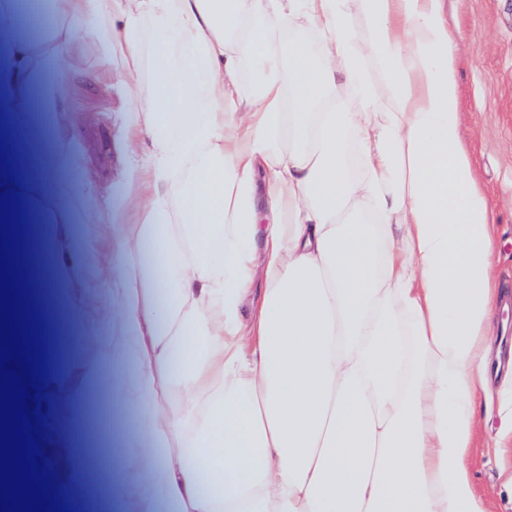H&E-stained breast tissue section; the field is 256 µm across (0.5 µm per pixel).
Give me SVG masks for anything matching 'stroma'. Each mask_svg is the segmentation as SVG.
Returning a JSON list of instances; mask_svg holds the SVG:
<instances>
[{
	"label": "stroma",
	"instance_id": "1",
	"mask_svg": "<svg viewBox=\"0 0 512 512\" xmlns=\"http://www.w3.org/2000/svg\"><path fill=\"white\" fill-rule=\"evenodd\" d=\"M448 23L458 35L462 137L494 208L497 288L495 340L512 357V0H445ZM129 80L120 58L104 68L101 50L83 39L79 62L66 68L64 102L71 110L73 140L84 150L77 178L90 194L88 210L139 187L142 156L123 148L124 114L131 109ZM506 397L500 378L480 396V427L472 455L477 491L493 512H512V442H500L499 411Z\"/></svg>",
	"mask_w": 512,
	"mask_h": 512
}]
</instances>
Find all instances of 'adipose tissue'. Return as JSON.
Returning a JSON list of instances; mask_svg holds the SVG:
<instances>
[{"label": "adipose tissue", "instance_id": "1", "mask_svg": "<svg viewBox=\"0 0 512 512\" xmlns=\"http://www.w3.org/2000/svg\"><path fill=\"white\" fill-rule=\"evenodd\" d=\"M32 39L0 0V145L26 155L57 332L104 322L95 354L45 381L62 463L87 512H490L472 476L489 373L495 211L464 146L459 45L442 0H50ZM390 86L363 78L352 16ZM154 38L144 45L143 22ZM307 28L320 51L289 38ZM89 36L148 95L125 118L149 144L143 192L82 206L56 71ZM252 75L248 107L235 94ZM352 89L336 105L338 83ZM32 134L29 146L15 131ZM141 213L120 224L125 209ZM107 225L100 288L81 284ZM111 389L107 492L89 479L84 399Z\"/></svg>", "mask_w": 512, "mask_h": 512}]
</instances>
